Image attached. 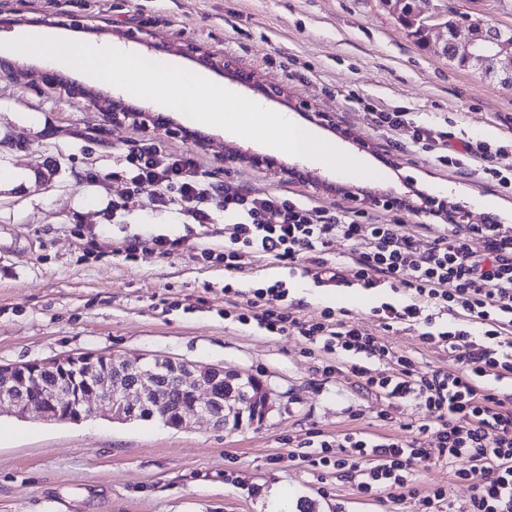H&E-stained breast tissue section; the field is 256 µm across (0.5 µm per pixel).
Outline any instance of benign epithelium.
<instances>
[{
	"mask_svg": "<svg viewBox=\"0 0 512 512\" xmlns=\"http://www.w3.org/2000/svg\"><path fill=\"white\" fill-rule=\"evenodd\" d=\"M400 6L399 18L420 21L425 28L447 29L441 52L448 58L493 64L495 76L502 86L512 87V35L483 21L439 23L435 15L417 11L416 0H395ZM182 53L198 59L210 68L233 73L236 81L250 85L253 76L238 71L213 54L199 47L188 46ZM72 93L88 99L89 106L114 120L123 118L146 123L143 112L108 96L94 95L82 87ZM249 161L256 167L278 169L294 174L270 156L252 155ZM420 203L410 200H390L386 206L406 205L420 214L442 218L448 224L470 223V213L462 204H448L427 193H418ZM246 379L229 373L222 365L191 363L170 357L114 356L106 353L84 352L62 355L48 360L0 364V405L7 404L13 414L25 418L36 412L50 420L62 414L83 419L94 411L113 421L130 422L146 407L166 405L178 390L186 399L176 411L172 428L185 429L191 419L206 417L214 429L226 430L235 420L238 425L252 424L265 419L270 412L269 392L258 383L247 392L241 389Z\"/></svg>",
	"mask_w": 512,
	"mask_h": 512,
	"instance_id": "1",
	"label": "benign epithelium"
}]
</instances>
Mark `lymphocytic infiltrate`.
<instances>
[{
  "label": "lymphocytic infiltrate",
  "instance_id": "1",
  "mask_svg": "<svg viewBox=\"0 0 512 512\" xmlns=\"http://www.w3.org/2000/svg\"><path fill=\"white\" fill-rule=\"evenodd\" d=\"M379 128L408 127L403 111L375 112ZM411 128V127H408ZM410 139L426 151L448 146V133L426 126L411 128ZM124 176L130 197L149 196L155 202L179 206L194 223L211 221L217 206L235 216L229 243L218 253L225 271L244 267L252 254L264 253L292 268L299 260L323 268L331 244L339 238L359 246L352 268L355 281L367 288L404 290L409 303L383 304L377 313L384 326L423 323L424 342L447 350L451 370L419 372L412 359L398 354L378 337L325 313L323 321L302 320L291 305L267 307L266 291L254 289L239 323L256 322L266 332H295L329 355L325 373L337 371L348 354L376 359L378 368L354 363L361 386L384 394L388 406L380 420L389 421L402 406L424 407L427 423L421 435L435 434L436 446L420 438L410 444L393 438L345 435L344 455L332 458V445L321 441L312 466H331L347 473L362 472L363 493L406 488L415 466L438 459L453 468L456 480L473 482L468 512H512V394L487 387V379L512 377V226L472 224L449 226L425 251L398 222L379 224L362 216L330 215L319 208L276 194L231 188L209 180L191 154L171 157L152 144L130 151ZM484 245L475 251L472 237ZM447 325L436 328L437 320Z\"/></svg>",
  "mask_w": 512,
  "mask_h": 512
}]
</instances>
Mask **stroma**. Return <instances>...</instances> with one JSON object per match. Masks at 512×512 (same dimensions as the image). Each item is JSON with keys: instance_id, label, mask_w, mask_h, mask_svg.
<instances>
[{"instance_id": "1", "label": "stroma", "mask_w": 512, "mask_h": 512, "mask_svg": "<svg viewBox=\"0 0 512 512\" xmlns=\"http://www.w3.org/2000/svg\"><path fill=\"white\" fill-rule=\"evenodd\" d=\"M440 13L512 29V0H433ZM0 14L35 19L40 29L86 44L128 42L154 33L180 47L195 44L261 82L285 86L289 102L330 113L335 128L317 134L377 171L360 198L340 191L330 167L299 157L283 163L290 179L248 163L264 145L223 129L189 126L182 113L151 100L97 92L151 114L167 125L142 128L112 122L85 99L47 89L37 78L41 58L10 56L0 69V364L78 352L163 355L216 364L262 379L273 407L258 424L214 430L203 419L185 430L160 422L122 424L96 415L78 423L21 420L0 414V512H273L272 496L291 493V512H415L417 497L448 491L466 506L474 490L433 460L416 466L404 500L360 492L358 478L313 467L301 453L345 434L410 441L422 409L402 407L392 422L377 413L387 402L362 390L349 368L322 372L323 357L300 336L274 335L241 324L254 289L283 282L302 319L324 311L359 324L414 360L420 372L445 371L442 347L425 343L423 324L385 328L375 307L404 302L388 288H323L304 265L284 268L272 257H249L228 277L203 249L222 250L232 217L212 208L199 225L143 196L128 199L120 173L125 156L150 143L174 156L191 153L201 171L231 187L270 192L329 214H360L407 225L418 247L443 234L440 219L400 206L366 202V195L406 198L423 190L468 205L473 223L497 215L512 225V191L484 180L477 162L446 166L414 146L408 131L388 132L374 111L402 110L414 122L461 141L501 147L494 165L512 171V88L481 71L451 63L421 46L382 0H0ZM181 239L161 254L132 240Z\"/></svg>"}]
</instances>
